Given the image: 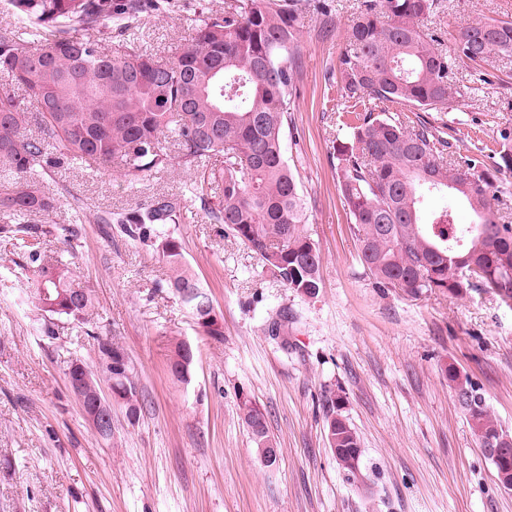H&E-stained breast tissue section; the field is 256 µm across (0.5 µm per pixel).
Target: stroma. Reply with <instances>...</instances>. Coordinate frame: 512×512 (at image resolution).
<instances>
[{
	"instance_id": "obj_1",
	"label": "stroma",
	"mask_w": 512,
	"mask_h": 512,
	"mask_svg": "<svg viewBox=\"0 0 512 512\" xmlns=\"http://www.w3.org/2000/svg\"><path fill=\"white\" fill-rule=\"evenodd\" d=\"M166 2L130 31L162 62L199 19L224 9V0ZM359 3L328 0L330 18H299L286 150L320 251L317 297L292 292L212 223L223 194L210 185L206 200L195 198L196 168L134 183L92 160L51 169L45 186L59 204L44 221L64 232L41 248L71 262L96 303L90 323L56 322L54 336L28 297L19 249L0 238V512H512V489L498 482L445 373L452 366L469 377L512 434V309L478 288L410 298L376 287L359 264L334 151L349 109L338 60ZM489 18H512V0H439L423 25L448 52L460 28ZM453 78L461 95L446 111H388L424 117L455 154L494 161L500 132L512 133V56L458 63ZM162 197L181 200L175 232L223 336L202 335L181 301L154 291L165 261L109 221ZM283 310L288 321L272 333ZM99 334L126 350L143 403L133 424L113 409L108 442L67 380L73 360L94 363ZM179 340L200 347L186 383L170 371ZM337 390L363 448L352 478L328 447L326 401ZM244 399L265 414L275 465H265L240 418Z\"/></svg>"
}]
</instances>
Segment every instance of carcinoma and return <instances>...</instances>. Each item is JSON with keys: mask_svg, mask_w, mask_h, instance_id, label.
I'll return each mask as SVG.
<instances>
[{"mask_svg": "<svg viewBox=\"0 0 512 512\" xmlns=\"http://www.w3.org/2000/svg\"><path fill=\"white\" fill-rule=\"evenodd\" d=\"M438 0H361L339 58L342 97L351 103L336 139V174L344 209L358 243L363 271L380 288L404 295L458 297L481 288L512 308V224L456 223L453 203L429 215L428 194L462 201L473 213L492 209L500 176L512 173V152H499L489 165L481 157L448 160V141L432 123L408 124L400 117L374 114L384 102L414 110L440 111L459 91L449 78L453 64L479 63L491 54L512 55V20L479 21L458 30L453 53L435 45L422 28ZM153 0H6L24 27L0 30V74L24 88L44 137L24 134L28 107L0 94V164L16 181L0 189V213L25 219L47 216L57 200L43 181L54 165L46 152L55 145L71 160L115 163L129 182L140 181L173 164L163 142L179 140L178 164L220 167L205 182L221 185L224 199L210 211L234 238L259 256L264 267L294 293L315 298L321 290L320 253L305 231L308 208L298 175L288 163L285 133L291 123L298 18L308 8L327 16L321 0H227L224 12L196 25L190 44L166 63H158L123 37ZM122 23L106 48L91 35L104 21ZM37 40L22 45V30ZM462 168L479 183L474 190L448 186V166ZM181 203L162 198L113 221L124 234L162 256L171 274L155 290H168L188 307L205 336L224 335L213 303L189 268L179 223ZM47 227L9 224L0 234L48 236ZM22 258L33 272L28 293L53 320L83 323L94 314V299L70 265L28 245ZM102 363L84 380L88 397L112 383L141 412L137 375L125 350L98 336ZM197 349L176 343L171 371L190 381ZM478 440L502 433L495 416L453 368L446 369ZM328 445L349 476L359 470L360 438L341 413L343 392L330 397ZM242 419L257 447L271 443L264 413L241 402Z\"/></svg>", "mask_w": 512, "mask_h": 512, "instance_id": "1", "label": "carcinoma"}]
</instances>
